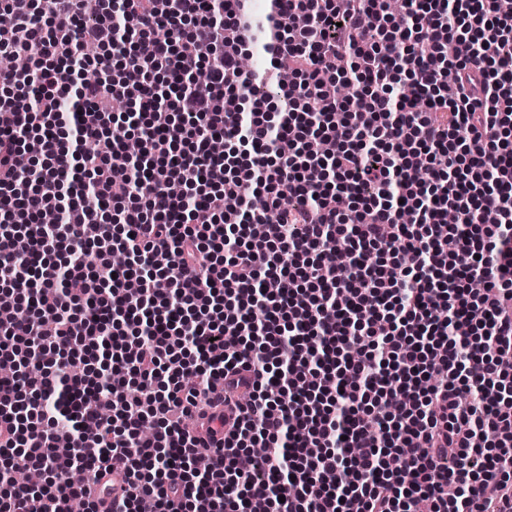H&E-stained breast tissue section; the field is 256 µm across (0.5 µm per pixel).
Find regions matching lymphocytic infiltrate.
<instances>
[{
	"label": "lymphocytic infiltrate",
	"instance_id": "1",
	"mask_svg": "<svg viewBox=\"0 0 512 512\" xmlns=\"http://www.w3.org/2000/svg\"><path fill=\"white\" fill-rule=\"evenodd\" d=\"M337 2L0 0L34 63L0 69V512H97L68 474L114 459L115 512L512 507V15ZM250 43L290 112L246 96ZM216 403L212 448L184 419Z\"/></svg>",
	"mask_w": 512,
	"mask_h": 512
}]
</instances>
